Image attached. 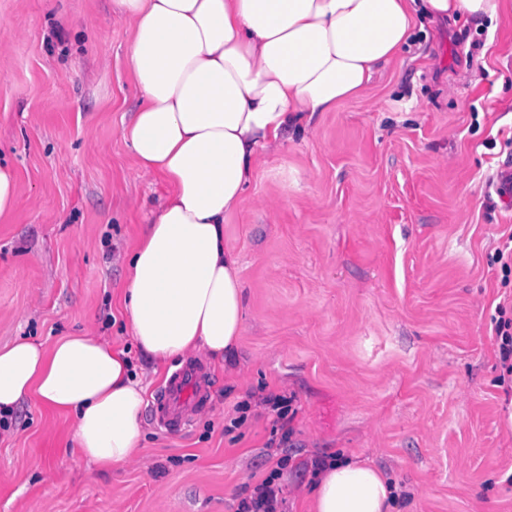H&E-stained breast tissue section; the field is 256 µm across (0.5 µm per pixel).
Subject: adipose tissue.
Returning <instances> with one entry per match:
<instances>
[{
    "label": "adipose tissue",
    "mask_w": 512,
    "mask_h": 512,
    "mask_svg": "<svg viewBox=\"0 0 512 512\" xmlns=\"http://www.w3.org/2000/svg\"><path fill=\"white\" fill-rule=\"evenodd\" d=\"M133 36L140 104L122 129L141 176L169 194L125 255L122 304L138 350L160 369L202 353L221 364L244 327L238 258L224 216L257 158L288 127L357 96L401 52L417 17L496 19L505 0H115ZM129 352L94 336L0 347V411L36 397L73 422L97 467L138 451L147 388ZM398 488L359 456L326 461L313 512H392Z\"/></svg>",
    "instance_id": "obj_1"
}]
</instances>
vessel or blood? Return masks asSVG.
I'll list each match as a JSON object with an SVG mask.
<instances>
[{"label": "vessel or blood", "mask_w": 512, "mask_h": 512, "mask_svg": "<svg viewBox=\"0 0 512 512\" xmlns=\"http://www.w3.org/2000/svg\"><path fill=\"white\" fill-rule=\"evenodd\" d=\"M207 372L196 362H186L175 369L156 393L149 409L157 428L167 433L187 429L196 413L210 402Z\"/></svg>", "instance_id": "vessel-or-blood-1"}]
</instances>
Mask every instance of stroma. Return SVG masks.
I'll return each mask as SVG.
<instances>
[{
	"instance_id": "35a3bbf8",
	"label": "stroma",
	"mask_w": 512,
	"mask_h": 512,
	"mask_svg": "<svg viewBox=\"0 0 512 512\" xmlns=\"http://www.w3.org/2000/svg\"><path fill=\"white\" fill-rule=\"evenodd\" d=\"M113 0H0V347L97 336L134 350L121 257L168 194L122 128L140 102ZM263 154L224 216L245 322L182 434L76 455L35 398L0 430V512H235L272 469L311 512L314 459L381 468L398 512H512V10L424 24L359 96ZM288 399L280 425L262 397ZM285 467H278L280 458ZM17 203V182L13 169L0 163V215Z\"/></svg>"
}]
</instances>
